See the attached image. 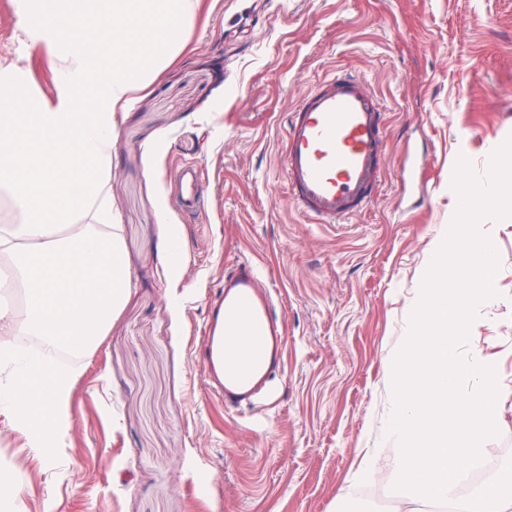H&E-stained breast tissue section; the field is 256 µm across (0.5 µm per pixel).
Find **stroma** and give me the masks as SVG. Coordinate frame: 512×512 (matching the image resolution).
I'll return each mask as SVG.
<instances>
[{"mask_svg": "<svg viewBox=\"0 0 512 512\" xmlns=\"http://www.w3.org/2000/svg\"><path fill=\"white\" fill-rule=\"evenodd\" d=\"M197 2L186 50L118 117L104 179L133 286L68 364L75 427L46 461L0 413V471L23 486V512H393L385 363L456 211L458 159L483 176L512 137V0ZM26 20L25 0H0V65L20 64L32 98L51 102L54 74L22 38ZM341 70L381 102L385 167L365 212L313 224L288 201L284 127ZM188 164L205 175L195 215L174 197ZM484 231L496 294L463 354L499 369L482 459L500 472L512 460V217ZM241 258L273 282L287 344L270 399L229 410L195 349L225 265ZM371 448L379 463L364 480Z\"/></svg>", "mask_w": 512, "mask_h": 512, "instance_id": "stroma-1", "label": "stroma"}]
</instances>
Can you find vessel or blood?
<instances>
[{"label": "vessel or blood", "mask_w": 512, "mask_h": 512, "mask_svg": "<svg viewBox=\"0 0 512 512\" xmlns=\"http://www.w3.org/2000/svg\"><path fill=\"white\" fill-rule=\"evenodd\" d=\"M387 152L382 106L365 80L334 73L303 95L287 118L284 170L289 200L315 224H339L372 203ZM181 201L200 212V169L185 168ZM285 333L272 285L255 262L224 269V286L211 303L199 339V358L215 395L239 407L265 392L282 361Z\"/></svg>", "instance_id": "vessel-or-blood-1"}]
</instances>
